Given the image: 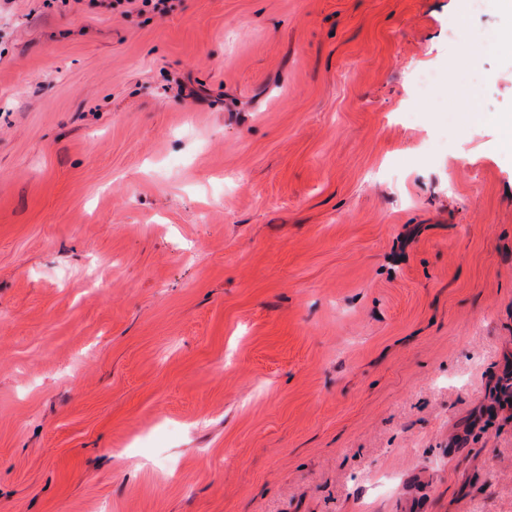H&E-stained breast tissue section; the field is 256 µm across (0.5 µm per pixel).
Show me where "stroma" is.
<instances>
[{
  "label": "stroma",
  "instance_id": "35a3bbf8",
  "mask_svg": "<svg viewBox=\"0 0 512 512\" xmlns=\"http://www.w3.org/2000/svg\"><path fill=\"white\" fill-rule=\"evenodd\" d=\"M172 5L0 0V512H512V17ZM469 36L472 39L483 41L491 51L493 50L494 46L503 51H507L509 49L512 51V32L510 34L506 31L501 32L498 37L497 45V37L495 33L488 28L476 27L471 30ZM440 81V75L436 69L422 70L416 77V88L419 97L425 100L433 112L448 111V106L436 98V90Z\"/></svg>",
  "mask_w": 512,
  "mask_h": 512
}]
</instances>
